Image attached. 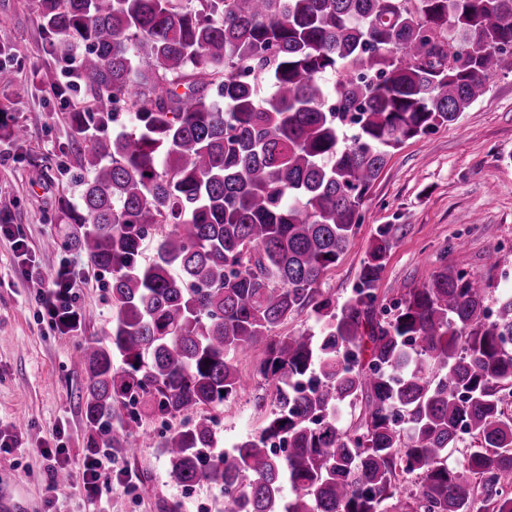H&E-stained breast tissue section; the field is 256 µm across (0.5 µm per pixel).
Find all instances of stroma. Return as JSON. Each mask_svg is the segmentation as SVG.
<instances>
[{"label": "stroma", "mask_w": 512, "mask_h": 512, "mask_svg": "<svg viewBox=\"0 0 512 512\" xmlns=\"http://www.w3.org/2000/svg\"><path fill=\"white\" fill-rule=\"evenodd\" d=\"M0 65L15 73L0 84V123L26 136L0 141V512H164L179 501L184 512H221L223 498L205 482L191 487L170 475L161 448L162 425L149 418L135 454L116 453L98 492L86 497L82 478L88 429L78 396L86 376L75 363L79 339L100 337L112 314L108 276L91 265L58 223L61 197L77 199L76 157L68 119L84 87L53 97L44 70L62 72L68 58L48 55L36 18V0H0ZM363 222L346 251L323 277L324 290L348 298L378 225L391 227L392 246L378 282L391 301L397 288L428 281L441 262L490 276L493 296L512 290V75L491 78L486 95L457 123L406 141L393 151L368 192ZM58 249H46L48 239ZM499 264L489 268L487 257ZM44 278L67 270L76 288L79 331L60 333L37 302L25 267ZM260 353L241 357L246 392L216 412L225 444L257 434L263 421L256 401L270 389L259 372ZM62 445L71 482L56 485L44 450Z\"/></svg>", "instance_id": "obj_1"}]
</instances>
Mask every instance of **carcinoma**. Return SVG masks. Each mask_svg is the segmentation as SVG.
Here are the masks:
<instances>
[{
	"label": "carcinoma",
	"instance_id": "carcinoma-1",
	"mask_svg": "<svg viewBox=\"0 0 512 512\" xmlns=\"http://www.w3.org/2000/svg\"><path fill=\"white\" fill-rule=\"evenodd\" d=\"M37 19L91 102L57 212L111 275L110 328L77 347L87 447L179 419L171 476L224 512H512V295L493 310L443 261L382 303L387 224L351 298L321 288L392 151L512 73V0H38ZM307 311L318 333L274 334ZM255 351L273 408L218 452L211 410Z\"/></svg>",
	"mask_w": 512,
	"mask_h": 512
}]
</instances>
